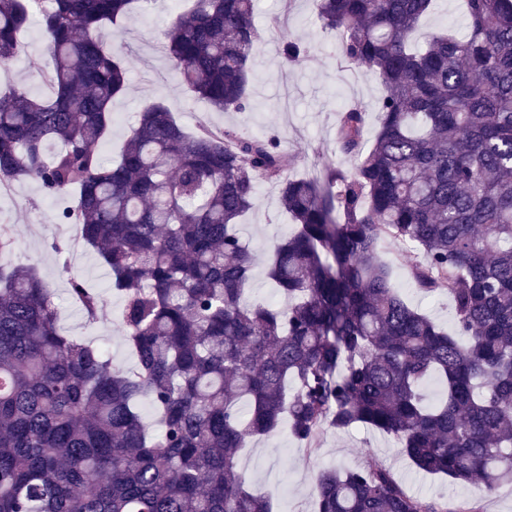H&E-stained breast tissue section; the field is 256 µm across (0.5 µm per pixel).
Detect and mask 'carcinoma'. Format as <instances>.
I'll return each mask as SVG.
<instances>
[{"instance_id": "1", "label": "carcinoma", "mask_w": 512, "mask_h": 512, "mask_svg": "<svg viewBox=\"0 0 512 512\" xmlns=\"http://www.w3.org/2000/svg\"><path fill=\"white\" fill-rule=\"evenodd\" d=\"M142 2L0 0V70L35 6L53 59L49 98L0 89V186L74 192L58 223L111 271L136 359L124 369L61 333L35 268L0 266V512H274L238 456L284 425L307 445L370 426L429 475L488 492L512 483V0H465V32L420 47L432 0H315L342 62L384 87L371 145L366 111H339L340 149L357 163L321 179L288 175L295 159L275 135L206 121L189 134L161 101L103 160L128 79L121 48L100 36ZM165 39L191 96L249 111L253 0H193ZM282 56L298 64L308 45L285 32ZM261 182L293 221L266 265L282 308L249 298L239 221ZM384 238L412 248L421 290L448 296L453 332L395 288ZM17 245L0 224V256ZM68 293L100 320L99 293L76 277ZM431 378L445 388L435 404ZM313 491L317 512H483L478 498L450 508L409 495L370 455L320 471Z\"/></svg>"}]
</instances>
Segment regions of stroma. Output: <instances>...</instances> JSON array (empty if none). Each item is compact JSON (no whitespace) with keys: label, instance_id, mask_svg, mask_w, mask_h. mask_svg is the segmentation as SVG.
Returning a JSON list of instances; mask_svg holds the SVG:
<instances>
[{"label":"stroma","instance_id":"obj_1","mask_svg":"<svg viewBox=\"0 0 512 512\" xmlns=\"http://www.w3.org/2000/svg\"><path fill=\"white\" fill-rule=\"evenodd\" d=\"M254 2L260 42L252 72L251 107L243 113L216 111L207 102L191 97L181 85L165 51L164 38L169 22L181 12V5L174 0H149L145 11L127 22L124 56L128 90L112 104V135L101 146L104 157L119 151L143 106L160 100L190 130L206 120L247 135L278 134L283 148L296 157L295 175L315 176L327 165L352 171L353 159L341 153L336 144L337 113L348 106L369 111L365 137L373 139L377 128L373 111L382 94L378 77L364 68L341 67L338 38L335 32L321 28L313 0H294L288 16H281L277 25L272 19L281 15L282 0ZM286 31L310 43L309 60L299 65L284 62L280 42ZM51 67L44 50L40 18L31 15L14 63L8 70L0 71V85H15L34 95L49 97L51 89L43 76ZM64 203L61 197L46 198L31 180L0 189V223L15 224L20 233V245L9 260L36 266L49 283L56 297L58 324L63 334L103 345L114 363L134 367L135 360L121 335L122 303L110 290V271L97 253L84 244L74 226L57 222L56 214ZM291 229L280 209L277 188L260 183L256 206L241 226L244 238L257 255L252 298L278 303L265 266L271 245ZM55 241L65 245V255L53 251L51 244ZM380 255L392 270L395 287L409 303L441 327L451 328L454 317L448 298L428 295L414 285L409 248L386 239ZM73 277L82 278L87 287L105 298L107 309L100 322L87 324L71 300L68 281ZM370 455L391 469L409 494L440 497L451 503L478 496L485 512H512V484H500L484 495L475 486L420 473L400 453L393 437L373 428L326 432L313 452L283 430L270 438L250 440L239 453V466L253 490L272 496L277 512H315L314 475L335 464L358 467Z\"/></svg>","mask_w":512,"mask_h":512}]
</instances>
